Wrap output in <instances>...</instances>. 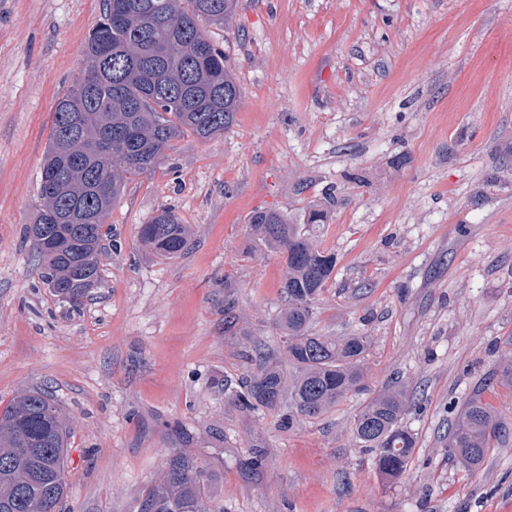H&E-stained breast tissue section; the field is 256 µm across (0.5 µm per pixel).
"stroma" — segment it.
Returning <instances> with one entry per match:
<instances>
[{"mask_svg": "<svg viewBox=\"0 0 512 512\" xmlns=\"http://www.w3.org/2000/svg\"><path fill=\"white\" fill-rule=\"evenodd\" d=\"M102 0H0V408L47 391L71 427L69 512H135L172 451L221 476L224 512H512V0H238L203 24L242 89L216 139L185 135L108 213L101 282L61 304L25 230L58 100L83 69ZM316 231L336 275L327 336L367 330L368 384L417 393L402 480L353 438L365 394L317 418L242 414L225 382L251 340L281 343V256L258 209ZM175 208L192 247L166 259L140 224ZM232 289L243 335L224 330ZM504 432L472 475L448 425L473 393ZM262 468L245 469L252 449Z\"/></svg>", "mask_w": 512, "mask_h": 512, "instance_id": "1", "label": "stroma"}]
</instances>
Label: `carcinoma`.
I'll return each instance as SVG.
<instances>
[{
    "mask_svg": "<svg viewBox=\"0 0 512 512\" xmlns=\"http://www.w3.org/2000/svg\"><path fill=\"white\" fill-rule=\"evenodd\" d=\"M237 0H103V14L84 52L86 67L58 100L42 164L40 197L27 237L40 279L63 303L75 306L100 283L105 218L128 180L154 172L173 140L201 142L224 134L242 103L239 81L224 51L200 22L225 23ZM96 140L112 152H89ZM312 206L306 222L256 210L253 237L285 259L279 315L282 345L251 344L250 372L224 403L240 412L288 410V421L316 418L364 389L369 337L326 336L312 330L320 296L336 270V254L312 231L324 223ZM140 242L171 258L189 246L188 230L172 208L139 226ZM414 394L394 384L368 398L353 435L374 453L377 472L390 483L407 471L416 447L404 425ZM501 424L477 393L461 406L448 430V454L478 473ZM68 420L44 392L15 396L0 409V512H60L69 462ZM220 476L200 457L172 453L165 472L140 497L137 512H223L214 509Z\"/></svg>",
    "mask_w": 512,
    "mask_h": 512,
    "instance_id": "carcinoma-1",
    "label": "carcinoma"
}]
</instances>
